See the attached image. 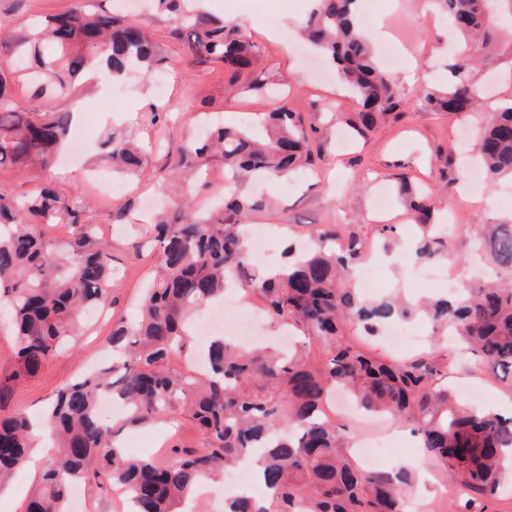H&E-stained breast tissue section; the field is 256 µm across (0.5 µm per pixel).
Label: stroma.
<instances>
[{
	"label": "stroma",
	"instance_id": "35a3bbf8",
	"mask_svg": "<svg viewBox=\"0 0 512 512\" xmlns=\"http://www.w3.org/2000/svg\"><path fill=\"white\" fill-rule=\"evenodd\" d=\"M79 0H0V22L14 30L25 29L34 16H50L69 10ZM98 12H120L143 21L167 59L161 68L163 82L136 72L120 84L107 81L104 71L84 76L66 93L52 96L48 106L56 112H71L77 103H95L93 141L82 160H57L51 171L15 168L0 170V192L21 197L39 185L52 183L64 197L81 192L92 206L91 218L112 255V306L107 311L89 307L77 318V328L68 345L39 375L12 386L4 413L40 415L56 389L96 369L109 351L113 320L133 314L135 305L153 273L155 251L145 237L147 225L142 208L157 184L168 180L172 159L169 149L184 137L198 132L202 123L221 118L225 125L256 126L264 113L280 106L297 112L305 127L315 128L313 161L303 179L288 177L279 183L258 186L251 180L238 185L241 195L266 200L265 208L252 212L249 222L270 227L273 261L283 260L282 240L290 235L306 240L310 232L327 224L336 225L339 235L357 234L375 242L381 254L382 294L401 293L407 297L439 293V286L424 278V262L414 254L417 227L407 211L403 196L421 188L436 191L441 208L455 210L460 224L452 242L468 248L467 228L512 216V183L469 182L449 184L448 150L473 138L488 117V105L457 115L427 111L422 104L426 87L438 85L450 76L456 60L449 53L452 39L447 20L427 0H359L360 15L371 21L386 20L391 37L405 49L392 76L404 101L401 116L382 120L367 137L351 138L340 144L338 133L358 107L352 95L339 83L335 73L308 52L295 50L283 37L291 19L306 21L309 0H205L207 12L218 19L240 25L258 48L250 75L230 82L221 64L202 61L187 54L172 33L164 14L154 8L140 9L135 0H89ZM418 69L427 75L423 85L410 84L407 74ZM492 84V102L512 100V38L497 33L484 68ZM278 83L279 94L250 90L251 77ZM167 105L166 122L150 123L146 114L152 103ZM115 129L128 131L147 150L149 162L139 177L129 179L127 191L118 198L100 199L90 185L95 173L108 164L98 143ZM387 194L395 227L392 240L381 239L384 223L375 212L379 194ZM124 208L126 222L113 227L111 213ZM439 362L447 364L448 384L461 402L478 409H491L512 416V385L499 380L474 358L460 356L453 343L434 349ZM123 447L141 438L142 454L166 458L170 448H198L202 436L190 417L174 411L167 420L130 424L126 414L112 417ZM401 446L394 460H411L414 468L428 476L420 485L417 500L424 512H434L451 493L438 464L407 428H397Z\"/></svg>",
	"mask_w": 512,
	"mask_h": 512
}]
</instances>
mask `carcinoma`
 Listing matches in <instances>:
<instances>
[{
    "label": "carcinoma",
    "instance_id": "obj_1",
    "mask_svg": "<svg viewBox=\"0 0 512 512\" xmlns=\"http://www.w3.org/2000/svg\"><path fill=\"white\" fill-rule=\"evenodd\" d=\"M171 28L186 35L196 58L224 65L235 81L251 64L256 45L234 22L208 18L180 5L155 0ZM463 41L482 37L481 49L502 23L512 0H432ZM356 0H316L302 30L308 41L341 74L361 110L349 118L365 135L383 117L402 113V100L388 72L378 65L370 37L359 28ZM0 44L16 46L20 71L38 70L32 97L41 99L71 88L93 65L115 77L154 70L164 57L144 24L107 13L73 8L36 19L22 36L0 29ZM454 80L426 94L431 112H464L478 102L475 66L453 65ZM70 112H22L0 72V169H45L55 162L68 137ZM479 161L485 177L512 179V102L491 113L480 138ZM112 171L127 177L146 162L143 151L122 131L102 142ZM224 158L232 183L295 173L311 162V135L287 106L268 114L266 137L238 127L210 126L202 140L175 147L178 165L204 160L210 151ZM201 184L187 182L181 199L187 211L163 215L153 226L158 253L152 279L133 322L112 323L111 363L61 386L43 423L55 440V455L33 493L27 512H68L73 484L102 480L132 500L133 512H185L198 485L251 454L261 455L264 499L251 495L225 503V512H406L414 476L401 469L365 471L346 456L344 429L324 413L333 392L351 394L364 411L383 412L411 428L459 488L446 512H491L509 475L504 450L512 448V417L469 411L439 385L444 374L432 355L403 362L386 360L339 340L340 324L355 322L365 337L378 336L396 320L422 315L436 332L456 335L488 370L512 375V224H473L472 239L495 264L497 281L466 286L452 297L434 296L416 307L395 298L365 299L351 286L366 251L355 235L333 249L337 232L311 234L301 252L286 249L288 264L266 275L257 269L244 233L259 200L229 190L220 206L201 214L193 208ZM420 227L416 255L424 261H458L455 246L436 233L435 208L424 194L410 197ZM65 224L70 238L53 246L38 230ZM111 255L81 197L70 199L51 188L24 198L0 193V308L15 325L17 369L0 380V406L12 383L38 374L74 331L84 306L112 305ZM257 294L277 324L300 333V346L286 352L247 350L221 337L207 347L208 373L190 376L168 368L172 354L192 352L191 317L203 306L224 300L227 276ZM325 349L311 360L305 340ZM102 392L126 402L130 422L158 421L180 408L204 435V448H174L168 460L131 457L118 431L98 411ZM33 423L16 413L0 418V486L27 460Z\"/></svg>",
    "mask_w": 512,
    "mask_h": 512
}]
</instances>
